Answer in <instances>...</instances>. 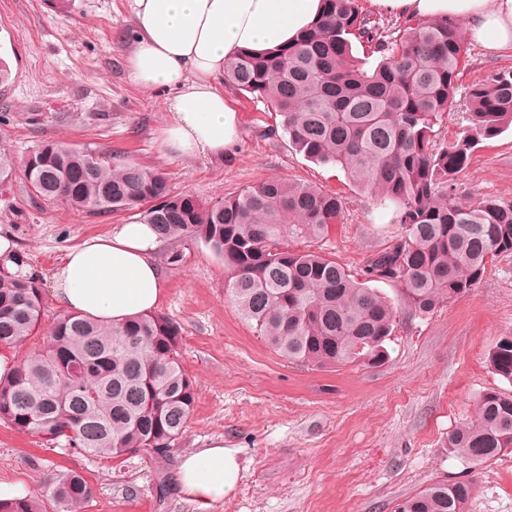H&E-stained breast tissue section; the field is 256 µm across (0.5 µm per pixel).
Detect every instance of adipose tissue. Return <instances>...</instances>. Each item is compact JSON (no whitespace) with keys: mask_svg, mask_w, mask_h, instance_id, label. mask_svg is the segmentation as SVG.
Listing matches in <instances>:
<instances>
[{"mask_svg":"<svg viewBox=\"0 0 512 512\" xmlns=\"http://www.w3.org/2000/svg\"><path fill=\"white\" fill-rule=\"evenodd\" d=\"M140 29L128 56L129 76L147 90L172 92L160 130L168 151L220 157L239 136L237 114L216 83L240 51L291 43L322 16V0H135ZM379 12L421 20H460L465 35L490 52L512 48V0H369ZM152 225L121 224L71 248L51 272L63 309L105 325L155 312L166 280L154 259ZM238 451L223 441L186 456L179 488L206 508L222 502L240 479Z\"/></svg>","mask_w":512,"mask_h":512,"instance_id":"ef3b65f1","label":"adipose tissue"}]
</instances>
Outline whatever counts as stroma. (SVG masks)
Returning <instances> with one entry per match:
<instances>
[{
    "label": "stroma",
    "mask_w": 512,
    "mask_h": 512,
    "mask_svg": "<svg viewBox=\"0 0 512 512\" xmlns=\"http://www.w3.org/2000/svg\"><path fill=\"white\" fill-rule=\"evenodd\" d=\"M45 0H0V59L11 70L0 84V149L23 158L44 141H60L157 168L175 191L215 201L264 178L280 176L338 193L341 224L310 242L360 275L372 251L397 235L393 208L378 204L344 170L296 153L281 118L245 93L229 91L242 132L223 158L161 149L166 93L131 82L126 60L137 32L134 0H70L49 11ZM457 75L445 138L467 124L473 85L512 73V49L488 55L476 43ZM36 122L29 123L25 114ZM455 194L512 202V127L481 141L457 178ZM135 213L90 215L28 192L22 173L0 185V234L11 236L24 269L45 291L46 317L60 308L51 272L90 236L134 221ZM183 260L163 266L160 313L182 328L180 360L196 399L179 438L165 454L118 459L85 456L0 422V481L20 483L57 512L49 477L74 469L92 494L83 512H198L178 491L183 456L223 440L245 469L233 495L210 512H394L436 481L471 482L464 512H512V451L468 468L448 450V434L477 417L485 391L512 393L489 354L512 336V254L493 259L469 293L427 316L412 314L399 285L379 283L398 309L384 363L317 369L288 361L257 336L227 294L224 266L202 241L178 244Z\"/></svg>",
    "instance_id": "stroma-1"
}]
</instances>
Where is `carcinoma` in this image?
<instances>
[{"label": "carcinoma", "mask_w": 512, "mask_h": 512, "mask_svg": "<svg viewBox=\"0 0 512 512\" xmlns=\"http://www.w3.org/2000/svg\"><path fill=\"white\" fill-rule=\"evenodd\" d=\"M321 21L286 46L242 51L224 84L282 117L288 144L304 157L343 168L361 190L394 207L400 235L367 260L361 278L293 243L318 239L341 222L343 198L308 183L269 177L209 204L176 192L165 173L64 142L38 144L22 162L0 151V183L22 168L35 197L89 214L135 211L160 240H202L224 263L240 317L277 353L315 368L376 365L397 324V308L368 286L398 283L425 316L469 293L490 261L512 254V202L456 200L460 172L479 141L512 125V75L468 93V125L442 140L466 53L456 19H404L385 26L358 0H324ZM365 43L372 68L353 53ZM41 280L0 272V346L17 347L41 328ZM181 326L161 313L105 326L69 312L52 321L44 348L0 380V421L103 458L164 454L184 431L194 381L179 360ZM512 381V336L489 355ZM471 468L512 448V396L487 391L476 420L448 434ZM467 481L433 482L395 512H463ZM61 512H82L91 487L78 471L49 480ZM0 512H42L34 497L0 500Z\"/></svg>", "instance_id": "carcinoma-1"}]
</instances>
